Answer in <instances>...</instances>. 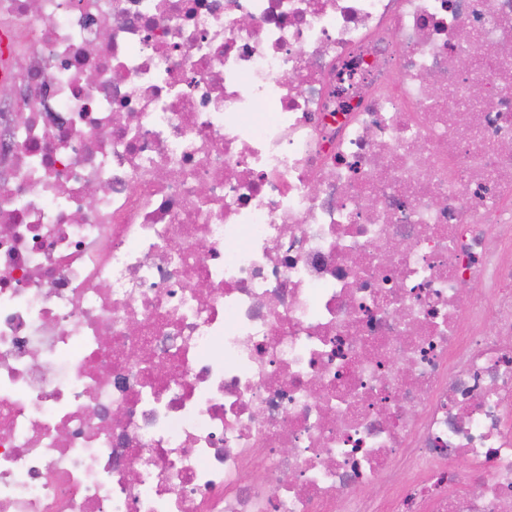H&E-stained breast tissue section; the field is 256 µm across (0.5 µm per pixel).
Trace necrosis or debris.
I'll return each instance as SVG.
<instances>
[{
	"instance_id": "obj_1",
	"label": "necrosis or debris",
	"mask_w": 512,
	"mask_h": 512,
	"mask_svg": "<svg viewBox=\"0 0 512 512\" xmlns=\"http://www.w3.org/2000/svg\"><path fill=\"white\" fill-rule=\"evenodd\" d=\"M1 87L0 512H512V0H0Z\"/></svg>"
}]
</instances>
